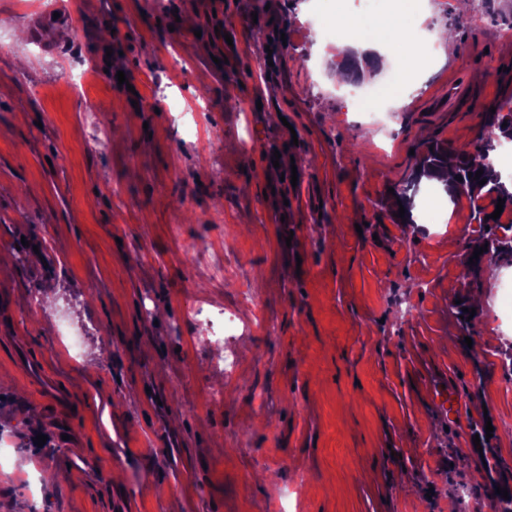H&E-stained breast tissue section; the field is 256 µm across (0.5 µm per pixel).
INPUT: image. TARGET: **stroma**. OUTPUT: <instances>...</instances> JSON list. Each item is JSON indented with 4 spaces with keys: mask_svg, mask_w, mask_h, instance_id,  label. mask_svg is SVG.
I'll return each instance as SVG.
<instances>
[{
    "mask_svg": "<svg viewBox=\"0 0 512 512\" xmlns=\"http://www.w3.org/2000/svg\"><path fill=\"white\" fill-rule=\"evenodd\" d=\"M307 6L0 0V512H494L512 482L500 276L464 272L471 204L402 224L383 201L424 140L478 151L512 96V40L426 0L422 26L459 52L379 128L335 88L337 45L304 54ZM226 14L242 22L223 35ZM106 26L128 86L105 71ZM88 64L85 90L60 81ZM452 79L469 111H449ZM292 141L296 181L258 165ZM475 298L465 337L457 305ZM199 302L258 304L273 330L214 346L182 318ZM23 356L69 394L72 439ZM439 381L456 424L430 404ZM487 419L495 480L460 439Z\"/></svg>",
    "mask_w": 512,
    "mask_h": 512,
    "instance_id": "1",
    "label": "stroma"
}]
</instances>
